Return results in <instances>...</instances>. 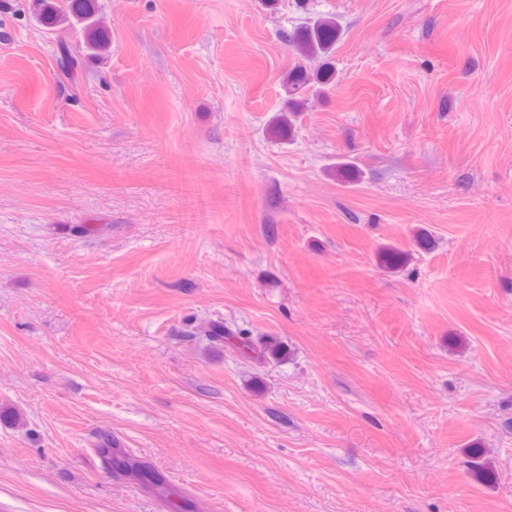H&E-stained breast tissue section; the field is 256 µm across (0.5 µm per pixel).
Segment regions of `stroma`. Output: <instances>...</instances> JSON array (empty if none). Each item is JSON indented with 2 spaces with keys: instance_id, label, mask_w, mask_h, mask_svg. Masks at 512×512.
<instances>
[{
  "instance_id": "stroma-1",
  "label": "stroma",
  "mask_w": 512,
  "mask_h": 512,
  "mask_svg": "<svg viewBox=\"0 0 512 512\" xmlns=\"http://www.w3.org/2000/svg\"><path fill=\"white\" fill-rule=\"evenodd\" d=\"M97 3L68 77L0 0V512H175L106 435L192 512H512V0ZM70 11L84 26V45L87 49L101 52L109 47V38L96 19V5L93 0H71ZM341 38V30L332 16H316L304 27L291 36L288 42L300 57L315 64L313 69L296 65L289 72L284 82L287 96L284 107L273 120L270 134L275 138L290 136L294 128L296 113L303 106L308 93H321L333 80V67L327 60L334 52ZM322 59H326L321 63ZM293 118V119H292ZM197 330H198L197 334H200L202 336H207V339L214 343L224 342L225 334H227L225 336H239L242 340H244V347L256 352L254 344L242 337V336H247L246 332H241V331L235 332L231 328L225 329L224 324H222V323L207 324L206 326H201V327L197 328ZM99 454L103 458L106 465L115 467L120 470H128L138 475L144 482L150 487L156 490L159 494H166L167 489L163 485L161 478L149 467L141 465V461L134 460L131 457H124L120 459H114L112 453V443L103 442L98 445Z\"/></svg>"
}]
</instances>
